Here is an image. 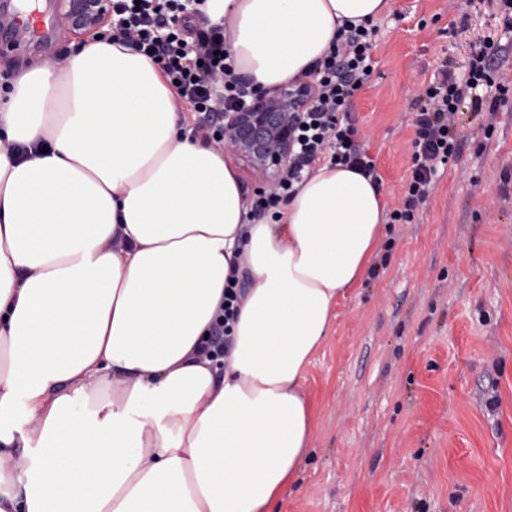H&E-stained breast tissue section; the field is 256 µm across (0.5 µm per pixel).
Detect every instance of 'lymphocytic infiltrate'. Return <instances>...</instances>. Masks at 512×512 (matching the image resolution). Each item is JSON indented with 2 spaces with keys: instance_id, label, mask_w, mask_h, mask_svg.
Returning <instances> with one entry per match:
<instances>
[{
  "instance_id": "obj_1",
  "label": "lymphocytic infiltrate",
  "mask_w": 512,
  "mask_h": 512,
  "mask_svg": "<svg viewBox=\"0 0 512 512\" xmlns=\"http://www.w3.org/2000/svg\"><path fill=\"white\" fill-rule=\"evenodd\" d=\"M184 0H112V39L131 43L161 67L167 82L198 116V129L207 140L220 141L226 110L247 100L250 86L235 75L222 39L223 27L208 24L206 17L191 21ZM375 29L344 24L336 41L315 65V100L302 113L294 130L288 164L268 193L252 202L258 217L279 219V207L296 192L305 173L320 161L346 165L364 175H375V162L355 141L349 99L370 79V52ZM495 43H485L470 59L462 77L443 73L425 91L416 113L413 170L405 185L400 208L391 212L394 224H410L425 203L439 168L459 154L453 127L463 107L496 112L505 102L507 86L496 80ZM494 88L491 96L480 87ZM241 294L235 282L224 288V307L213 324L206 351L211 359L224 357L230 347L231 326Z\"/></svg>"
}]
</instances>
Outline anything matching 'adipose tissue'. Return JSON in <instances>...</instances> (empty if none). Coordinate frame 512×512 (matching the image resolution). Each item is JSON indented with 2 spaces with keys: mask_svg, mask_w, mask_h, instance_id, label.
<instances>
[{
  "mask_svg": "<svg viewBox=\"0 0 512 512\" xmlns=\"http://www.w3.org/2000/svg\"><path fill=\"white\" fill-rule=\"evenodd\" d=\"M391 0H204L235 70L308 73ZM150 58L92 40L0 104V512H274L315 435L304 383L370 274L383 191L338 165L256 222ZM20 144L25 154H12ZM243 283L223 367L201 350Z\"/></svg>",
  "mask_w": 512,
  "mask_h": 512,
  "instance_id": "obj_1",
  "label": "adipose tissue"
}]
</instances>
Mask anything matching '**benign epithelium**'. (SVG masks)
<instances>
[{
    "mask_svg": "<svg viewBox=\"0 0 512 512\" xmlns=\"http://www.w3.org/2000/svg\"><path fill=\"white\" fill-rule=\"evenodd\" d=\"M61 6L64 23L81 38L98 35L110 24L112 0H63ZM301 110L296 93L286 85L274 93L254 87L250 104L224 113V145L260 173L278 170L288 161Z\"/></svg>",
    "mask_w": 512,
    "mask_h": 512,
    "instance_id": "benign-epithelium-1",
    "label": "benign epithelium"
}]
</instances>
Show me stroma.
I'll use <instances>...</instances> for the list:
<instances>
[{
    "label": "stroma",
    "instance_id": "stroma-1",
    "mask_svg": "<svg viewBox=\"0 0 512 512\" xmlns=\"http://www.w3.org/2000/svg\"><path fill=\"white\" fill-rule=\"evenodd\" d=\"M501 0H393L378 18L374 72L351 100L357 141L388 209L413 165V103L442 71L462 74L491 37L512 85ZM0 50V76L68 55ZM461 143L419 208L390 225L375 266L338 302L305 388L314 451L280 512H512V101L465 111Z\"/></svg>",
    "mask_w": 512,
    "mask_h": 512
}]
</instances>
